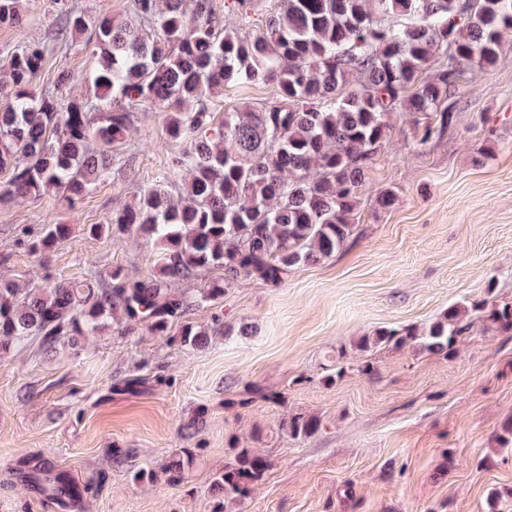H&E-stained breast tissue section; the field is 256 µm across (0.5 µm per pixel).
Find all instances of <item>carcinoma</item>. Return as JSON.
<instances>
[{
	"instance_id": "cac0c4a2",
	"label": "carcinoma",
	"mask_w": 512,
	"mask_h": 512,
	"mask_svg": "<svg viewBox=\"0 0 512 512\" xmlns=\"http://www.w3.org/2000/svg\"><path fill=\"white\" fill-rule=\"evenodd\" d=\"M23 0H0V26L23 22ZM136 19L94 17L62 4L55 43L4 50L0 68V205L54 190L67 201L106 182L135 113L142 106L169 112L166 138L185 147L173 167L187 181L172 192L162 182L139 188L134 202L92 236L133 231L159 247V275L128 280L116 267L83 281L23 290L0 280V353L37 340L46 349L76 346L89 334L127 330L145 322L167 335L191 306L172 284L204 268L224 278L203 289L214 301L246 277L274 286L293 270L330 258L354 229L366 170L388 132L391 112L422 117L420 141L444 132L453 114L448 100L460 65L496 64L512 36V0H277L255 33L217 30L212 0H132ZM88 34L84 46L98 59L94 97L63 99L71 75L57 72L36 92L46 54L65 52L69 36ZM443 53L438 76L426 71ZM272 83L277 100L244 105L218 116L216 98L238 83ZM70 235L50 224L29 244L44 253ZM512 331V304L457 303L424 331L382 329L363 336L359 350L407 344L451 355L469 328L470 312ZM180 343L207 344V328L181 324ZM281 394L257 385L228 405ZM319 419L295 415L283 424L292 438L317 432ZM216 474L213 512L242 505L268 469L254 448L231 446ZM185 448L162 467L177 484L193 467ZM34 482L54 495L74 493L67 472L46 467Z\"/></svg>"
}]
</instances>
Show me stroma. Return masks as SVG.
Returning <instances> with one entry per match:
<instances>
[{"mask_svg":"<svg viewBox=\"0 0 512 512\" xmlns=\"http://www.w3.org/2000/svg\"><path fill=\"white\" fill-rule=\"evenodd\" d=\"M24 12L20 27H0V49L51 44V0H26ZM96 66L76 38L66 55L47 57L36 88L63 68L64 95L92 97ZM275 99L274 85H237L217 110ZM453 100L452 125L425 144L411 115L391 114L356 229L334 256L299 266L280 286L247 278L192 307L187 320L208 327L206 347L135 322L126 335L108 329L76 348L0 354V512H53L30 479L47 465L89 485L75 512H211V483L234 440L270 462L241 512H487L496 490L501 512H512V447L501 445L512 332L475 313L448 357L356 347L379 329L427 328L459 302L512 303V39L494 66L463 68ZM167 117L141 107L119 149L128 164L75 206L53 193L0 206V277L47 288L115 267L131 280L156 274L154 245L86 227L130 203L138 186L181 181L172 160L184 145L166 139ZM385 192L394 198L386 208ZM54 223L70 225L69 237L29 253ZM227 323L252 331L228 336ZM366 360L375 375L357 372ZM339 361L347 372L327 385ZM254 385L282 401L227 407ZM295 414L318 418L319 430L289 437L282 423ZM116 448L127 461L113 460ZM181 448L196 453L181 484L135 479Z\"/></svg>","mask_w":512,"mask_h":512,"instance_id":"stroma-1","label":"stroma"}]
</instances>
